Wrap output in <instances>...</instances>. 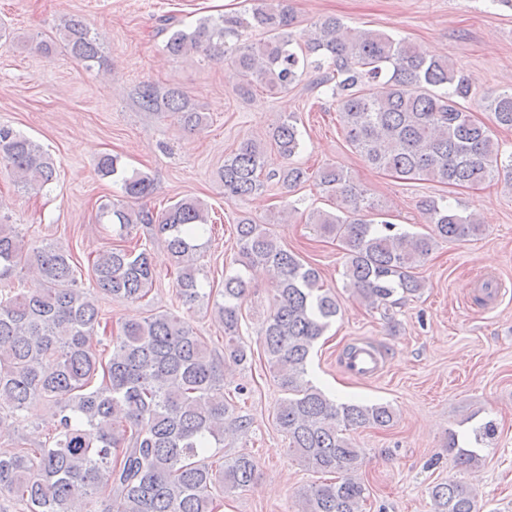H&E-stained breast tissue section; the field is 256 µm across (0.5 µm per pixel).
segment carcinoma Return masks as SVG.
I'll use <instances>...</instances> for the list:
<instances>
[{
	"label": "carcinoma",
	"mask_w": 512,
	"mask_h": 512,
	"mask_svg": "<svg viewBox=\"0 0 512 512\" xmlns=\"http://www.w3.org/2000/svg\"><path fill=\"white\" fill-rule=\"evenodd\" d=\"M294 20L286 0H260L246 18L207 17L188 32L172 31L165 48L175 57L194 51L230 62L241 78L236 91L244 98L257 86L285 92L314 64L320 84L335 82L332 96L349 143L380 170L463 188L499 173V144L468 111L471 86L448 60L384 32L350 28L335 17L315 23L300 42L291 31ZM247 28L262 29L267 38L229 51V41ZM58 37L86 67L100 63L98 38L81 19L64 20ZM382 77L387 91L370 93L369 83ZM484 100L495 124L512 128V88ZM136 102L144 112L175 116L190 131L206 119L175 87L144 83ZM272 142L282 158L295 156L301 146L296 120L284 119ZM264 155L261 144L247 139L224 159L218 172L224 197L244 198L264 187ZM0 161L26 189L40 192L55 181L49 154L7 125H0ZM97 169L120 184L122 199L98 208V220L111 225L113 241L95 252L89 285L78 279L72 249L46 243L29 251L16 227L0 221V283H19L0 292V435L34 403L55 408L54 429L45 440L0 448V499L20 512H217L221 500L214 491H245L257 479V463L249 454L218 466L206 457L209 449L224 447V423L243 433L250 425L234 415L224 397V368L249 359L240 336L247 282L240 272L224 277L221 300L214 302L224 324V355L218 357L177 313L208 297L196 263L207 207L197 198H182L160 211L150 209L139 204L153 193L149 174L128 170L110 154L98 159ZM269 178L288 190L316 181L334 210L312 213L309 223L342 243L347 285L376 308L391 307L395 296L423 288L414 269L439 241L483 234L475 218L435 199L422 202L431 233L401 230L387 220L383 206L334 166L311 177L288 165ZM138 225L142 236L136 239L131 229ZM235 232L241 265H262L274 273V307L262 347L284 394L276 424L288 437V450L308 470L334 475L300 494L298 512H362L368 488L359 477L360 450L347 432L388 427L393 410L384 403L338 402L305 379L313 346L338 313L336 294L264 225L244 217ZM158 239L176 270V308L127 319L115 333L98 297L145 298L157 281L150 244ZM99 334L112 344L107 360L88 345V337ZM496 431L495 423H484L474 430L475 443L489 444ZM448 459L472 469L480 456L459 446L450 432ZM431 499L436 512H481L476 493L455 481L434 485Z\"/></svg>",
	"instance_id": "obj_1"
}]
</instances>
